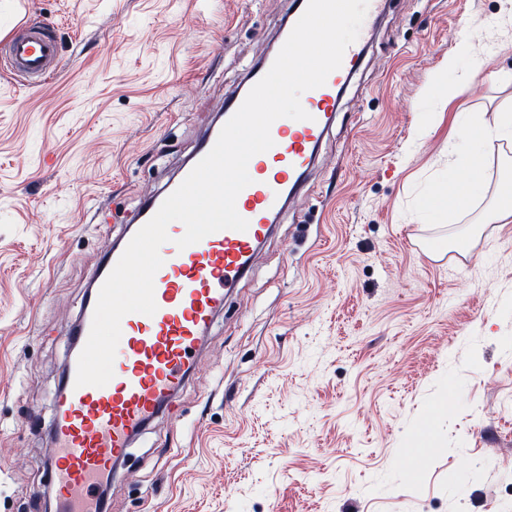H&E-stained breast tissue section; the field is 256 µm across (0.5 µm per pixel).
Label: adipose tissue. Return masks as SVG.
I'll use <instances>...</instances> for the list:
<instances>
[{
  "mask_svg": "<svg viewBox=\"0 0 512 512\" xmlns=\"http://www.w3.org/2000/svg\"><path fill=\"white\" fill-rule=\"evenodd\" d=\"M462 129L463 135L455 145L460 176L458 180L449 182L447 193L432 197L433 208L441 212L463 210L471 200L482 194L484 181L478 167L481 145L492 137L512 136V113H500L492 126L486 123L481 113H469L463 118Z\"/></svg>",
  "mask_w": 512,
  "mask_h": 512,
  "instance_id": "1",
  "label": "adipose tissue"
}]
</instances>
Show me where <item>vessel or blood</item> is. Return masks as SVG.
I'll return each mask as SVG.
<instances>
[{
	"mask_svg": "<svg viewBox=\"0 0 512 512\" xmlns=\"http://www.w3.org/2000/svg\"><path fill=\"white\" fill-rule=\"evenodd\" d=\"M386 6L387 0H369L362 37L346 49L341 67L329 74L323 86L306 92L308 119L274 121L273 147L250 159L247 170L252 182L236 199L247 230H221L180 249L175 241L185 227L169 225L170 240L160 248L164 264L154 278L157 310L151 316L130 313L122 319L113 378L102 387H79L77 368L69 366L55 397L56 422L50 439L56 512H92L100 477L113 472L138 430L174 406L197 345L223 311L231 288L251 268L271 233L272 215L297 195L341 91L360 65ZM6 59L10 71L27 81L46 80L59 64L55 39L37 27L23 29L9 40ZM273 62V57H264L246 84L225 96L224 118L233 116ZM177 187V182H170L164 192L145 198L139 224H146Z\"/></svg>",
	"mask_w": 512,
	"mask_h": 512,
	"instance_id": "1",
	"label": "vessel or blood"
}]
</instances>
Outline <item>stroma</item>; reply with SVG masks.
<instances>
[{
  "instance_id": "obj_1",
  "label": "stroma",
  "mask_w": 512,
  "mask_h": 512,
  "mask_svg": "<svg viewBox=\"0 0 512 512\" xmlns=\"http://www.w3.org/2000/svg\"><path fill=\"white\" fill-rule=\"evenodd\" d=\"M291 6L0 0V39L33 24L60 54L28 87L0 62V512H54L48 432L96 264ZM505 110L503 0H388L304 189L106 512H512V223H488L489 188L455 214L423 206L465 113ZM424 441L427 462L402 458Z\"/></svg>"
}]
</instances>
